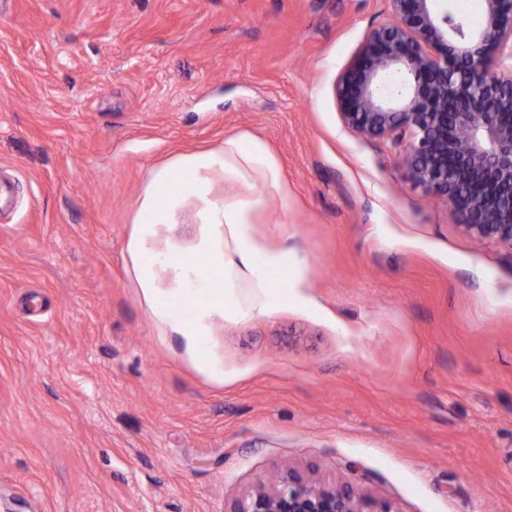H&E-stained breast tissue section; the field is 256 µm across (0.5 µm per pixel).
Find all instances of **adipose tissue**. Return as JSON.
Masks as SVG:
<instances>
[{
  "label": "adipose tissue",
  "instance_id": "adipose-tissue-1",
  "mask_svg": "<svg viewBox=\"0 0 512 512\" xmlns=\"http://www.w3.org/2000/svg\"><path fill=\"white\" fill-rule=\"evenodd\" d=\"M216 167L223 168L225 179L250 187L246 194L225 197L223 207L214 208L210 214L212 223L223 225L224 241L232 246L231 253L224 256V267L229 270L237 266L248 271L262 294V308H269L285 296L280 283L288 269V258L267 251L248 231L265 193L282 189L280 169L263 142L255 138H229L224 142L223 153L203 154L187 164L185 177L173 180L157 176L155 190L143 206L141 221L163 223L182 196L199 190L200 172Z\"/></svg>",
  "mask_w": 512,
  "mask_h": 512
}]
</instances>
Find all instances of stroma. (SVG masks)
<instances>
[{"label":"stroma","mask_w":512,"mask_h":512,"mask_svg":"<svg viewBox=\"0 0 512 512\" xmlns=\"http://www.w3.org/2000/svg\"><path fill=\"white\" fill-rule=\"evenodd\" d=\"M390 20L388 0H0V512H228L287 465L395 512H512V245L336 106ZM231 137L285 186L249 226L288 256L262 313L242 273L225 306L184 287L223 269L209 212L245 185L211 170L139 221L157 174Z\"/></svg>","instance_id":"35a3bbf8"}]
</instances>
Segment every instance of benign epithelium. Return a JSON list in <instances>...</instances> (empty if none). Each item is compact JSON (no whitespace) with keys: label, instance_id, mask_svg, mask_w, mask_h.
Returning a JSON list of instances; mask_svg holds the SVG:
<instances>
[{"label":"benign epithelium","instance_id":"1","mask_svg":"<svg viewBox=\"0 0 512 512\" xmlns=\"http://www.w3.org/2000/svg\"><path fill=\"white\" fill-rule=\"evenodd\" d=\"M389 0L392 21L371 29L336 80L343 124L391 140L414 185L445 202L479 240L512 245V0H483L482 20ZM391 73L407 79L388 95ZM229 512H395L387 501L285 470Z\"/></svg>","mask_w":512,"mask_h":512}]
</instances>
